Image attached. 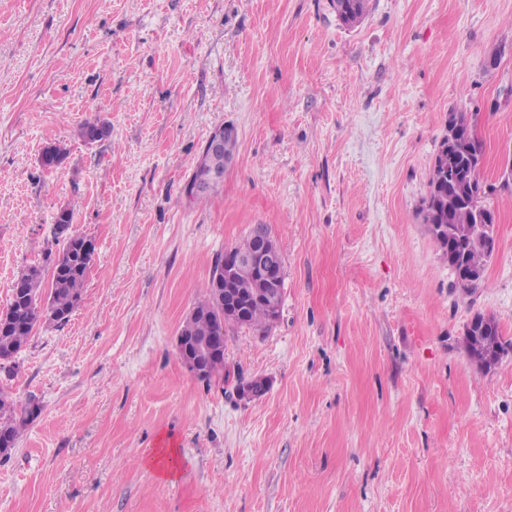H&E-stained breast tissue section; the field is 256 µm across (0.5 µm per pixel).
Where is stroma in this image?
Listing matches in <instances>:
<instances>
[{"mask_svg": "<svg viewBox=\"0 0 512 512\" xmlns=\"http://www.w3.org/2000/svg\"><path fill=\"white\" fill-rule=\"evenodd\" d=\"M452 112L498 186L471 288L419 214ZM99 118L107 139L77 138ZM226 125L223 182L189 197ZM511 153L512 0H369L354 27L331 0H0V311L60 208L96 245L69 321L17 357L8 390L41 411L0 512H512V345L487 371L464 347L478 312L512 342ZM258 224L281 315L230 328L199 381L178 329ZM224 143V154L228 157H233L237 146V134L233 137H228L224 141V130L220 129L209 137L204 145V150H208L212 157L219 156L222 153ZM191 341H188L187 338L180 336L178 334L176 339V349L179 357L184 364L185 368L190 374L201 378L205 375L206 369L204 365L200 362V360L192 353L191 351ZM209 373L205 378H201L203 380H209L215 374H218L221 370L224 369V358H220L214 360L210 363ZM148 464L155 467L162 477L175 474L179 465L176 448H158L156 455L149 458Z\"/></svg>", "mask_w": 512, "mask_h": 512, "instance_id": "35a3bbf8", "label": "stroma"}]
</instances>
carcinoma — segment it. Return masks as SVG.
<instances>
[{
	"instance_id": "1",
	"label": "carcinoma",
	"mask_w": 512,
	"mask_h": 512,
	"mask_svg": "<svg viewBox=\"0 0 512 512\" xmlns=\"http://www.w3.org/2000/svg\"><path fill=\"white\" fill-rule=\"evenodd\" d=\"M339 19L353 27L362 22L368 11V0H331ZM483 144L474 133L471 120L465 112L448 113V134L436 154L429 180L428 195L422 208V223L448 257V266L464 288L472 287L465 276L467 270L486 269L490 260L483 240L474 234L476 216L488 211L483 204L493 187L480 179L478 161L483 159ZM74 210L65 208L55 218L52 238L62 243L54 251L44 250L42 261L22 269L12 286L7 308L0 313L8 328H0V373L12 378L17 368L15 357L26 346L40 321L62 325L81 300L85 278L94 256L84 250L89 237L78 233L62 236L58 227H70ZM245 298L259 287L249 274L236 276L231 283ZM218 300L213 285H207L202 296L180 326V331L198 340L224 335L230 326H249L267 330L275 322L267 305L253 300L248 304L246 317L228 316L218 323L213 310ZM474 327L465 334L464 343L470 360L485 370L491 362L482 351L504 350V341L498 323L491 316L477 314ZM40 413L37 403L30 400L19 406L8 392L0 387V446L14 447L23 428Z\"/></svg>"
}]
</instances>
